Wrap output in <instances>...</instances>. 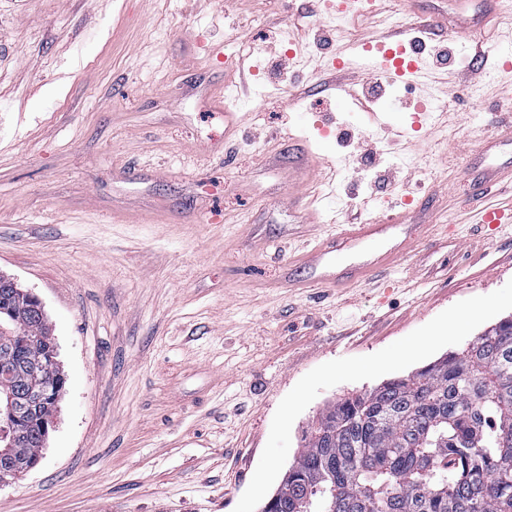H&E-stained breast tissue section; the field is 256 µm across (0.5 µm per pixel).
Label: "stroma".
Masks as SVG:
<instances>
[{
	"label": "stroma",
	"instance_id": "stroma-1",
	"mask_svg": "<svg viewBox=\"0 0 512 512\" xmlns=\"http://www.w3.org/2000/svg\"><path fill=\"white\" fill-rule=\"evenodd\" d=\"M335 2L294 40L301 0H0V273L40 300L66 375L0 512H261L327 403L512 316V237L475 223L466 164L512 137V19L475 68L427 42L447 92L404 88L384 116L352 74L349 109L327 100L335 56L453 0H367L341 24ZM228 110L249 115L232 133ZM311 152L320 224L288 190ZM407 196L406 260L310 286L329 222Z\"/></svg>",
	"mask_w": 512,
	"mask_h": 512
}]
</instances>
